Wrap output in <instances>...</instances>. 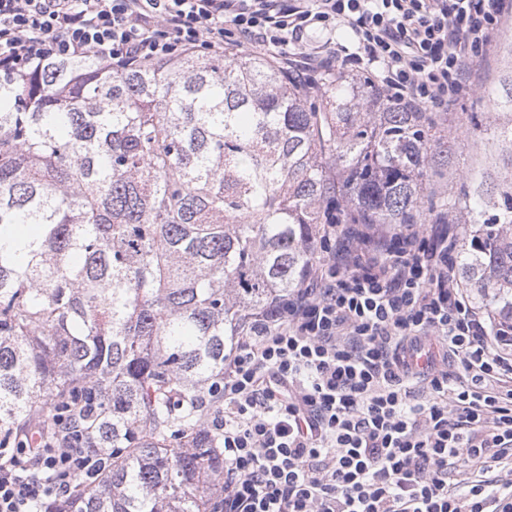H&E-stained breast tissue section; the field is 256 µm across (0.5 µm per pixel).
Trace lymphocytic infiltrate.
<instances>
[{"mask_svg": "<svg viewBox=\"0 0 512 512\" xmlns=\"http://www.w3.org/2000/svg\"><path fill=\"white\" fill-rule=\"evenodd\" d=\"M512 0H0V82L52 59L108 72L225 46L298 78L338 51L312 26L350 28L393 103L442 112L473 92ZM448 224L375 235L329 224L313 276L237 337L224 366V512H512V482L448 484L467 463L512 470V336L471 304ZM451 367L412 357L425 342ZM75 448H0V512H39L95 478Z\"/></svg>", "mask_w": 512, "mask_h": 512, "instance_id": "lymphocytic-infiltrate-1", "label": "lymphocytic infiltrate"}]
</instances>
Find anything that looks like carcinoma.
<instances>
[{
    "label": "carcinoma",
    "instance_id": "obj_1",
    "mask_svg": "<svg viewBox=\"0 0 512 512\" xmlns=\"http://www.w3.org/2000/svg\"><path fill=\"white\" fill-rule=\"evenodd\" d=\"M512 169V91L494 113ZM462 139L368 81L224 50L0 87V448L106 465L41 512H221L226 351L302 287L325 224L463 225L462 286L512 330V177L427 194Z\"/></svg>",
    "mask_w": 512,
    "mask_h": 512
}]
</instances>
